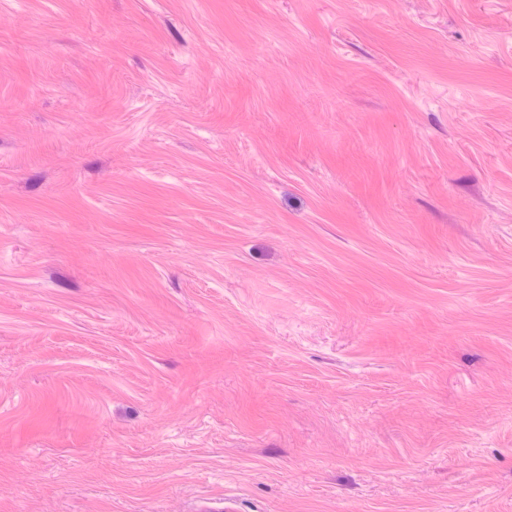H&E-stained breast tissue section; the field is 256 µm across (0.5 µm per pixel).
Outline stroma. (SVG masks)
I'll return each instance as SVG.
<instances>
[{"mask_svg": "<svg viewBox=\"0 0 512 512\" xmlns=\"http://www.w3.org/2000/svg\"><path fill=\"white\" fill-rule=\"evenodd\" d=\"M512 512V0H0V512Z\"/></svg>", "mask_w": 512, "mask_h": 512, "instance_id": "stroma-1", "label": "stroma"}]
</instances>
